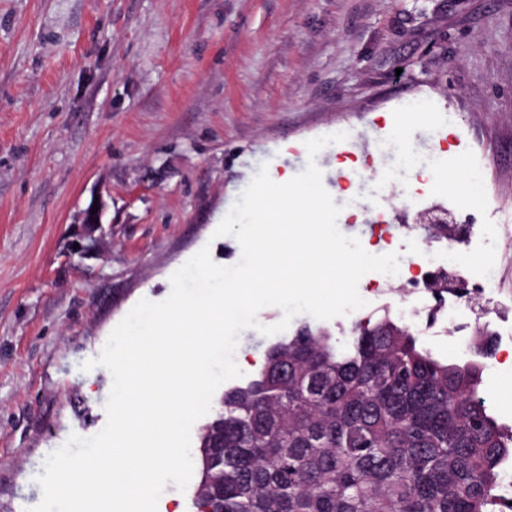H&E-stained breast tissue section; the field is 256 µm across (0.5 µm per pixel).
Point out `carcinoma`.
Segmentation results:
<instances>
[{"mask_svg": "<svg viewBox=\"0 0 512 512\" xmlns=\"http://www.w3.org/2000/svg\"><path fill=\"white\" fill-rule=\"evenodd\" d=\"M389 311L349 346L308 325L224 392L202 429L197 512H512V428Z\"/></svg>", "mask_w": 512, "mask_h": 512, "instance_id": "carcinoma-1", "label": "carcinoma"}]
</instances>
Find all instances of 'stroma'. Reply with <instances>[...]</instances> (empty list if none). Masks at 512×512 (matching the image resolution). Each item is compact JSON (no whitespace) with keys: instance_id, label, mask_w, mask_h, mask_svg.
I'll use <instances>...</instances> for the list:
<instances>
[{"instance_id":"stroma-1","label":"stroma","mask_w":512,"mask_h":512,"mask_svg":"<svg viewBox=\"0 0 512 512\" xmlns=\"http://www.w3.org/2000/svg\"><path fill=\"white\" fill-rule=\"evenodd\" d=\"M337 132L372 160L346 190L335 145L315 159L336 205L363 206L339 229L400 269L441 246L421 212L491 198L452 206L450 242L497 315L439 320L423 342L460 365L476 331L511 347L512 0H0V512L38 505L45 458L104 427L112 376L81 366L115 326L165 300L199 250L239 262L215 230L260 166L296 175L306 141ZM418 168L447 184L415 195ZM97 195L106 245L81 259L68 245ZM380 212L400 237L372 225ZM359 294L365 307L325 323L341 343L357 318L402 315L395 285ZM479 394L512 427V370L483 373Z\"/></svg>"}]
</instances>
